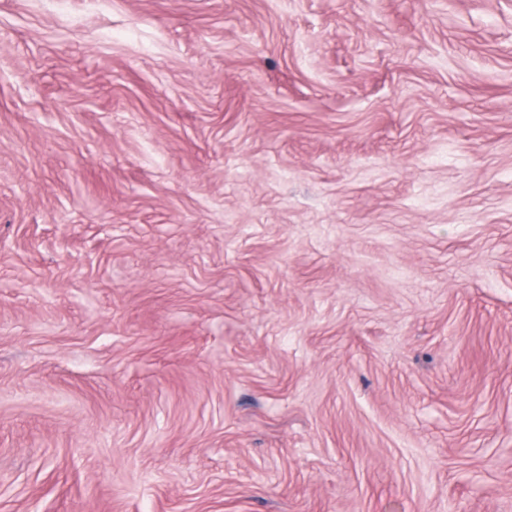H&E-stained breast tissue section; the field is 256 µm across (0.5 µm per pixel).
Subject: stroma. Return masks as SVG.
Returning <instances> with one entry per match:
<instances>
[{
	"label": "stroma",
	"instance_id": "stroma-1",
	"mask_svg": "<svg viewBox=\"0 0 512 512\" xmlns=\"http://www.w3.org/2000/svg\"><path fill=\"white\" fill-rule=\"evenodd\" d=\"M0 512H512V0H0Z\"/></svg>",
	"mask_w": 512,
	"mask_h": 512
}]
</instances>
